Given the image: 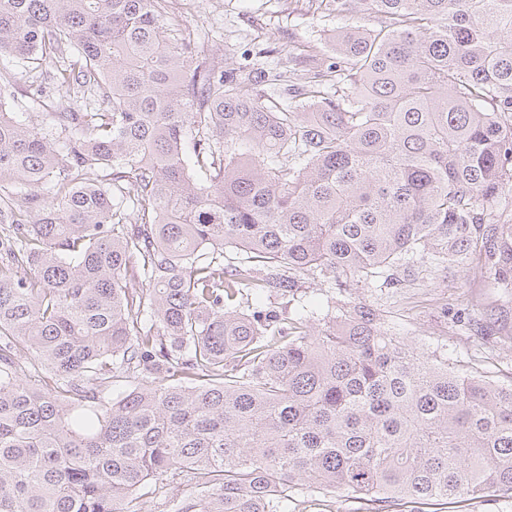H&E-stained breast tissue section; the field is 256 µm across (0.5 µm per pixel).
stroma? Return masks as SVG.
<instances>
[{
    "label": "stroma",
    "mask_w": 512,
    "mask_h": 512,
    "mask_svg": "<svg viewBox=\"0 0 512 512\" xmlns=\"http://www.w3.org/2000/svg\"><path fill=\"white\" fill-rule=\"evenodd\" d=\"M169 12L193 31L210 61L235 69L260 66L272 75L285 67L303 73L312 51L332 58L329 37L355 23L351 16L317 11L306 0H169ZM326 290L321 278L311 276L297 294L270 302L292 322L323 304ZM355 298L418 350L447 356L460 373L478 370L512 380V348L496 342L512 336V297L495 287L492 275L424 271L392 288L357 290Z\"/></svg>",
    "instance_id": "35a3bbf8"
}]
</instances>
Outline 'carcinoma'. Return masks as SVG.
Listing matches in <instances>:
<instances>
[{
    "label": "carcinoma",
    "mask_w": 512,
    "mask_h": 512,
    "mask_svg": "<svg viewBox=\"0 0 512 512\" xmlns=\"http://www.w3.org/2000/svg\"><path fill=\"white\" fill-rule=\"evenodd\" d=\"M361 19L283 107L167 36L168 0H0V512H370L512 496V383L461 374L350 287L417 259L512 288V0H316ZM228 247L262 268L224 265ZM339 286L320 328L250 294ZM116 381L131 389L102 399ZM22 71V72H21ZM40 70L35 69L32 70L27 69L20 70L17 75L18 78V89L15 96V101H10L6 107L12 108L14 112H24L28 119L31 120L34 124L41 123L42 114L41 112H45L44 109L37 103L32 102L27 97H24V90L31 82L39 80ZM304 512H356L360 504L349 499L341 490L330 489L323 493H304Z\"/></svg>",
    "instance_id": "cac0c4a2"
}]
</instances>
